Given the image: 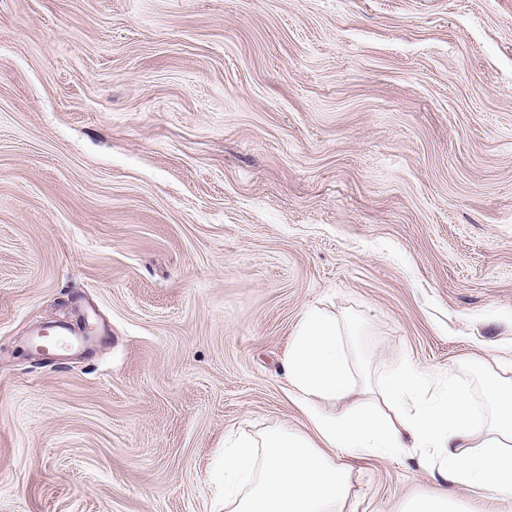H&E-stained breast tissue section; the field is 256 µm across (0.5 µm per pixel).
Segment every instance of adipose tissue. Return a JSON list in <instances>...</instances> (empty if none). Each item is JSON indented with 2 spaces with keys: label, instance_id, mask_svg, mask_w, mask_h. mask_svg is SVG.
<instances>
[{
  "label": "adipose tissue",
  "instance_id": "adipose-tissue-1",
  "mask_svg": "<svg viewBox=\"0 0 512 512\" xmlns=\"http://www.w3.org/2000/svg\"><path fill=\"white\" fill-rule=\"evenodd\" d=\"M349 330L315 311L288 347L286 376L304 433L274 427L224 446L220 475L231 512H342L347 460L412 449L436 488L406 499L399 512H469L449 485L512 499V367L479 370L486 405L475 415L453 371L402 362L354 379Z\"/></svg>",
  "mask_w": 512,
  "mask_h": 512
}]
</instances>
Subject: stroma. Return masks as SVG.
<instances>
[{"label": "stroma", "instance_id": "35a3bbf8", "mask_svg": "<svg viewBox=\"0 0 512 512\" xmlns=\"http://www.w3.org/2000/svg\"><path fill=\"white\" fill-rule=\"evenodd\" d=\"M314 309L512 360V0H0V512H219ZM435 485L359 461L344 512Z\"/></svg>", "mask_w": 512, "mask_h": 512}]
</instances>
